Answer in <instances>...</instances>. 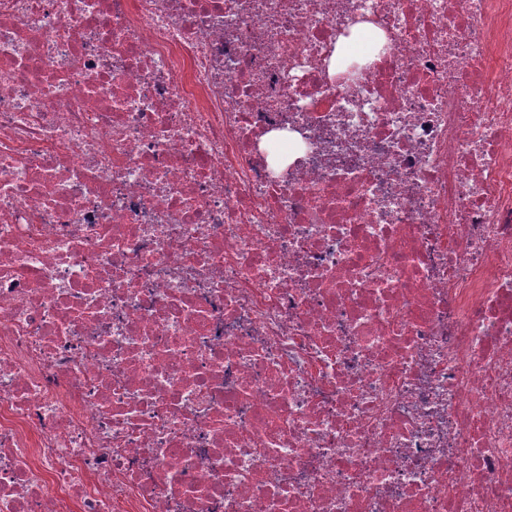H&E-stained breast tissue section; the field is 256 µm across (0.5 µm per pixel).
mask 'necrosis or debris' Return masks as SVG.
<instances>
[{
	"label": "necrosis or debris",
	"instance_id": "necrosis-or-debris-1",
	"mask_svg": "<svg viewBox=\"0 0 512 512\" xmlns=\"http://www.w3.org/2000/svg\"><path fill=\"white\" fill-rule=\"evenodd\" d=\"M0 512H512V0H0Z\"/></svg>",
	"mask_w": 512,
	"mask_h": 512
}]
</instances>
